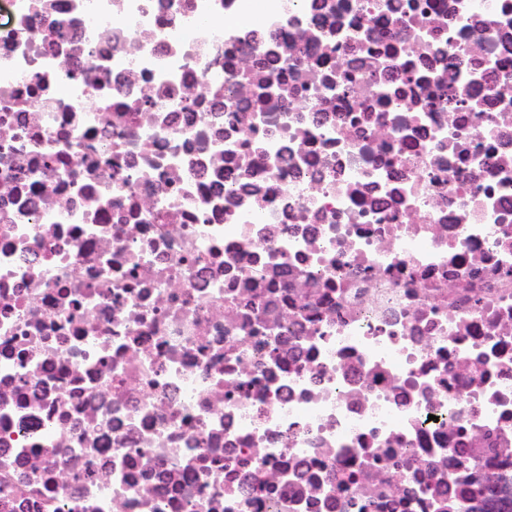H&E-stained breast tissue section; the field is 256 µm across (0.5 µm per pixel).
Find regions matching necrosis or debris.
I'll return each instance as SVG.
<instances>
[{
    "label": "necrosis or debris",
    "mask_w": 512,
    "mask_h": 512,
    "mask_svg": "<svg viewBox=\"0 0 512 512\" xmlns=\"http://www.w3.org/2000/svg\"><path fill=\"white\" fill-rule=\"evenodd\" d=\"M512 496V0H0V512Z\"/></svg>",
    "instance_id": "necrosis-or-debris-1"
}]
</instances>
